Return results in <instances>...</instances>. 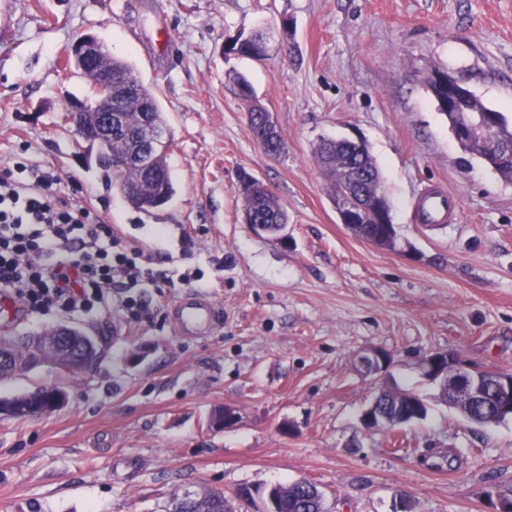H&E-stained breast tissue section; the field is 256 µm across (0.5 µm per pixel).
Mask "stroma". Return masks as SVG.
Masks as SVG:
<instances>
[{
  "label": "stroma",
  "instance_id": "35a3bbf8",
  "mask_svg": "<svg viewBox=\"0 0 512 512\" xmlns=\"http://www.w3.org/2000/svg\"><path fill=\"white\" fill-rule=\"evenodd\" d=\"M263 33V59L226 42ZM131 63L167 118L175 193L133 209L63 121L89 97L65 74L77 36ZM446 70L512 114V0H0V171L57 176L62 198L134 232L183 225L190 243L158 255L177 287L116 285L88 313L32 312L0 336L66 322L103 355L78 375L50 364L0 378V398L54 386L60 409L0 416V512H168L174 497L223 493L256 512L275 483L308 480L325 512H496L512 489V419L468 422L419 368L455 355L512 370V183L464 155L427 78ZM244 77L272 113L280 154L254 139ZM364 141L392 204L396 245L341 224L315 148ZM259 178L288 212L284 237L243 220L238 176ZM431 183L457 199L453 223H417ZM199 291L224 312L181 335L172 305ZM387 353L379 377L359 355ZM418 393L424 420L369 431L359 417L380 387ZM232 423L210 428L221 409Z\"/></svg>",
  "mask_w": 512,
  "mask_h": 512
}]
</instances>
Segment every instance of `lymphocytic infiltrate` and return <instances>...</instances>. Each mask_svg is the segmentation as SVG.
<instances>
[{
    "instance_id": "obj_1",
    "label": "lymphocytic infiltrate",
    "mask_w": 512,
    "mask_h": 512,
    "mask_svg": "<svg viewBox=\"0 0 512 512\" xmlns=\"http://www.w3.org/2000/svg\"><path fill=\"white\" fill-rule=\"evenodd\" d=\"M55 176L25 165L0 173V286L33 312H84L126 278L174 287L151 258L105 220L54 190Z\"/></svg>"
}]
</instances>
